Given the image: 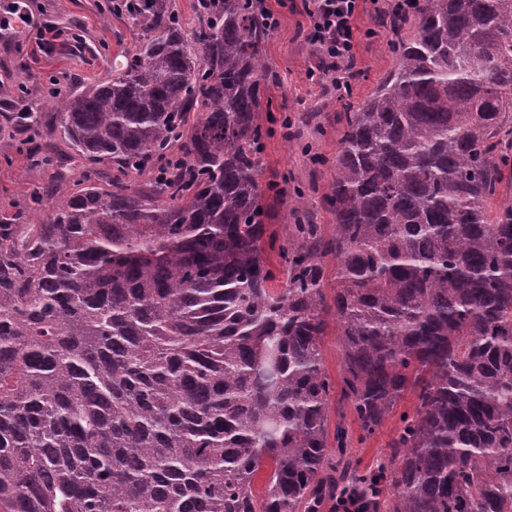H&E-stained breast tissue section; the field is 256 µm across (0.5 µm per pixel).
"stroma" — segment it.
<instances>
[{
    "mask_svg": "<svg viewBox=\"0 0 512 512\" xmlns=\"http://www.w3.org/2000/svg\"><path fill=\"white\" fill-rule=\"evenodd\" d=\"M297 0H265L277 20L261 47L271 77L263 94L262 110L272 118L288 116L290 130L274 128L263 153L262 184L275 183L279 193H267L269 221L274 226L291 223L287 189L309 190L313 204L332 180L331 166L311 161L318 154L336 155L339 138L336 114L346 101L365 100L393 66L386 38L373 24L372 4H365L356 19L355 56L359 76L350 90H339L329 79L311 80L308 71L313 48L306 39L308 19ZM27 22L17 23L12 36L0 39V113L21 112L32 105L41 107L40 134L31 137L22 127L0 132V207L23 203L33 188L54 182V172L38 173L28 164L32 149L53 144L67 159L69 179L79 175L65 143L57 136L56 114L45 106V85L50 76L65 72L78 84L108 77L112 61L131 46L138 32L126 18L111 14L109 0H26ZM53 28L59 33L53 45H37V33ZM26 94H19V86Z\"/></svg>",
    "mask_w": 512,
    "mask_h": 512,
    "instance_id": "stroma-1",
    "label": "stroma"
}]
</instances>
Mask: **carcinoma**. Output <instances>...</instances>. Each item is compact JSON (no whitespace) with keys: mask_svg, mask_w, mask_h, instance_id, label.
I'll list each match as a JSON object with an SVG mask.
<instances>
[{"mask_svg":"<svg viewBox=\"0 0 512 512\" xmlns=\"http://www.w3.org/2000/svg\"><path fill=\"white\" fill-rule=\"evenodd\" d=\"M195 10L190 41L137 0L112 76L51 78L85 166L0 210V512H323L348 489L374 512H512V0L375 17L395 64L337 113L332 223L296 189L284 235L260 183L271 19ZM338 387L361 443L415 397L369 466L329 434ZM326 319L328 321V328L326 336H324L322 340L324 364L330 375L333 376L338 383L340 379L341 352L337 346L338 336H336V322L333 316H329Z\"/></svg>","mask_w":512,"mask_h":512,"instance_id":"carcinoma-1","label":"carcinoma"}]
</instances>
